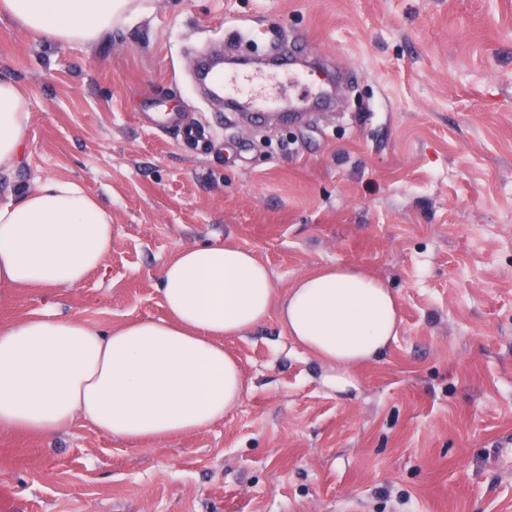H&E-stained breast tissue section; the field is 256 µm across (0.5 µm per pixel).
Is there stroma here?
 Returning a JSON list of instances; mask_svg holds the SVG:
<instances>
[{
	"mask_svg": "<svg viewBox=\"0 0 512 512\" xmlns=\"http://www.w3.org/2000/svg\"><path fill=\"white\" fill-rule=\"evenodd\" d=\"M239 31L302 40L351 82L332 111L230 123L193 58ZM4 80L31 122L0 196L69 179L113 232L81 285L0 296V325L165 317L161 265L215 243L253 250L282 289L362 266L401 325L345 391L277 318L225 339L249 390L193 434L0 430V512H512V0H152L64 46L0 14ZM149 112L204 127L209 149Z\"/></svg>",
	"mask_w": 512,
	"mask_h": 512,
	"instance_id": "obj_1",
	"label": "stroma"
}]
</instances>
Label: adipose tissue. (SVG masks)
I'll return each instance as SVG.
<instances>
[{
    "instance_id": "obj_1",
    "label": "adipose tissue",
    "mask_w": 512,
    "mask_h": 512,
    "mask_svg": "<svg viewBox=\"0 0 512 512\" xmlns=\"http://www.w3.org/2000/svg\"><path fill=\"white\" fill-rule=\"evenodd\" d=\"M148 0H0V12L50 44L90 45L149 12ZM30 127L25 93L0 82V176H10ZM112 211L82 185L52 178L0 199V295L73 288L100 269ZM167 318L103 332L43 314L0 326V429L44 437L76 417L134 444L202 430L248 389L223 338L277 316L289 337L329 366L343 389L399 333L395 294L356 265L316 268L278 290L248 249H178L162 265Z\"/></svg>"
}]
</instances>
